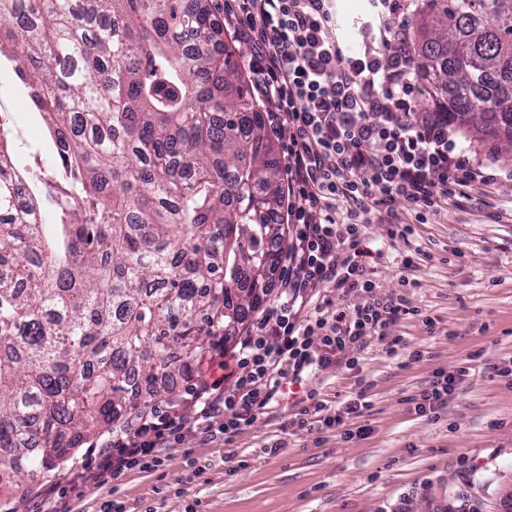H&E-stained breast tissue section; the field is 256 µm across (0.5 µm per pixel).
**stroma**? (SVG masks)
I'll return each mask as SVG.
<instances>
[{
	"label": "stroma",
	"mask_w": 512,
	"mask_h": 512,
	"mask_svg": "<svg viewBox=\"0 0 512 512\" xmlns=\"http://www.w3.org/2000/svg\"><path fill=\"white\" fill-rule=\"evenodd\" d=\"M467 156L512 170V149L459 128ZM413 225L389 245L385 216L366 215L362 247L374 295L408 300L413 315L388 329L396 350L368 338L356 367H330L302 390L327 405L365 393L363 439L345 441L320 423L294 425L288 398L270 403L232 438L192 429L160 449L162 466L101 480L82 471L90 437L74 459L41 471L27 493L9 495L17 512H46L44 492L61 488L59 512H512V185L476 187L470 199L425 213L397 201ZM416 265L403 268V256ZM433 327H426V319ZM462 372L436 417L416 414L411 396L436 372Z\"/></svg>",
	"instance_id": "obj_1"
}]
</instances>
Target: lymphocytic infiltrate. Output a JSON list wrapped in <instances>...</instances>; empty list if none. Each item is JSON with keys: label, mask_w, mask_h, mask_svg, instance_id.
<instances>
[{"label": "lymphocytic infiltrate", "mask_w": 512, "mask_h": 512, "mask_svg": "<svg viewBox=\"0 0 512 512\" xmlns=\"http://www.w3.org/2000/svg\"><path fill=\"white\" fill-rule=\"evenodd\" d=\"M372 5L374 17L361 31L364 49L351 57L332 34L334 0H236L232 23L251 48L252 85L275 107L268 120L283 147L286 221L295 237L278 276L279 298L239 339L229 384L191 392L200 432L239 434L304 376L356 365L366 338L385 339L389 326L408 315L404 299L373 297L360 240L363 216L386 214L389 239L402 238L410 227L394 210L397 200L435 211L503 179L486 162L466 157L443 108L419 109L408 31L386 22L398 0ZM329 282L360 304H324L304 315L310 292ZM299 401L301 415L339 428L345 440L364 435V428L350 426L362 415L364 395L337 408L313 391ZM184 428L173 405L139 416L113 432L100 452L101 475L160 466L159 448L181 438Z\"/></svg>", "instance_id": "f902f5d3"}]
</instances>
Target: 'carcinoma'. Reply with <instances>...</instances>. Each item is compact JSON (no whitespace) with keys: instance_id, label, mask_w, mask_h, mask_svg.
<instances>
[{"instance_id":"carcinoma-1","label":"carcinoma","mask_w":512,"mask_h":512,"mask_svg":"<svg viewBox=\"0 0 512 512\" xmlns=\"http://www.w3.org/2000/svg\"><path fill=\"white\" fill-rule=\"evenodd\" d=\"M512 0H425L448 122L512 143ZM51 119L46 192L0 129V493L121 430L243 323L282 242L262 112L208 0H0V57ZM52 223L43 221L45 198Z\"/></svg>"}]
</instances>
